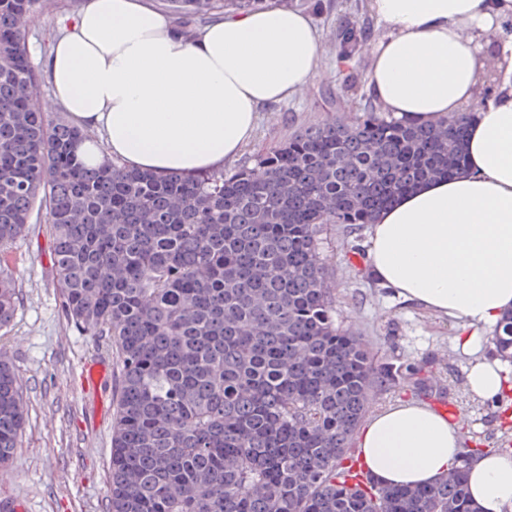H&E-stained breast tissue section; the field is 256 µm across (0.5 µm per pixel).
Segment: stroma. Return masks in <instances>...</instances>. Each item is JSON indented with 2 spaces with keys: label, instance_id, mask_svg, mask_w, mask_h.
<instances>
[{
  "label": "stroma",
  "instance_id": "obj_1",
  "mask_svg": "<svg viewBox=\"0 0 512 512\" xmlns=\"http://www.w3.org/2000/svg\"><path fill=\"white\" fill-rule=\"evenodd\" d=\"M322 12L311 19L322 33L318 74L294 99L263 107L253 140L236 158L247 164L255 153L267 151L298 130L323 121L329 107L325 92L336 86L334 31L338 18L366 5L367 0H324ZM71 0H39L37 14L23 31L32 64L43 69L54 35L71 16ZM327 282L332 290L338 323L363 339L378 365L420 366L427 393L409 386L374 394L372 411L399 401L437 407L446 402L451 420L466 419L465 447L489 448L512 441V428L501 429L498 414L480 406L461 414L465 400L466 363L452 349L457 326L421 307L400 302L363 272L364 260L355 252L366 249V230L346 234L325 227ZM0 266L12 273L18 288L14 319L0 334V351L18 371L27 417L19 445L0 470V498L21 500L26 512H107L112 418L120 379L117 351L105 336L77 331L61 311L60 289L52 275L49 228L29 225L5 254ZM104 365L106 378L97 398L85 396L81 385L84 363Z\"/></svg>",
  "mask_w": 512,
  "mask_h": 512
}]
</instances>
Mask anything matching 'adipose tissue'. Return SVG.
Instances as JSON below:
<instances>
[{
	"label": "adipose tissue",
	"instance_id": "obj_1",
	"mask_svg": "<svg viewBox=\"0 0 512 512\" xmlns=\"http://www.w3.org/2000/svg\"><path fill=\"white\" fill-rule=\"evenodd\" d=\"M384 32L370 45L368 85L395 118L430 123L474 108L464 172L401 195L370 226L371 277L398 299L453 321L468 360L464 389L498 406L512 369L486 352L512 309V0H370ZM320 67L310 17L275 4L185 35L148 0H86L45 61L44 111L90 134L91 167L110 159L158 175L223 169L254 136L261 105L301 91ZM494 69L499 93L480 103ZM357 450L384 485L428 486L467 473L480 512H512V456L473 454L462 423L408 401L370 417Z\"/></svg>",
	"mask_w": 512,
	"mask_h": 512
}]
</instances>
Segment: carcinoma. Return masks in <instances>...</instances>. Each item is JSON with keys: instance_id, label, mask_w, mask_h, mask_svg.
I'll return each mask as SVG.
<instances>
[{"instance_id": "obj_1", "label": "carcinoma", "mask_w": 512, "mask_h": 512, "mask_svg": "<svg viewBox=\"0 0 512 512\" xmlns=\"http://www.w3.org/2000/svg\"><path fill=\"white\" fill-rule=\"evenodd\" d=\"M183 24L270 0H165ZM37 0H0V251L40 213L62 307L114 343L120 387L108 512H477L466 473L431 486L357 480L353 435L372 392L420 368H378L344 332L326 284L323 225L349 234L401 194L465 167L471 112L416 125L357 95L368 17L336 26V112L249 164L159 177L77 155L82 129L30 104L39 84L22 39ZM495 74L479 78L481 100ZM0 268V331L16 308ZM493 344L512 359V310ZM26 422L0 352V467Z\"/></svg>"}]
</instances>
